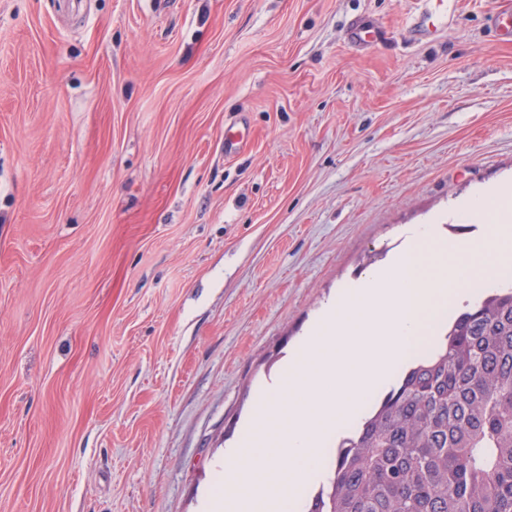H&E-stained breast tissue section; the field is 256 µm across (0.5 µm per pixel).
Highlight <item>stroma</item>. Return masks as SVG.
<instances>
[{"label":"stroma","mask_w":512,"mask_h":512,"mask_svg":"<svg viewBox=\"0 0 512 512\" xmlns=\"http://www.w3.org/2000/svg\"><path fill=\"white\" fill-rule=\"evenodd\" d=\"M494 7L0 0V512H206L339 288L484 233L452 205L512 178ZM385 35V31L379 27L353 22L346 33L350 44L357 48L365 49L378 43Z\"/></svg>","instance_id":"35a3bbf8"}]
</instances>
